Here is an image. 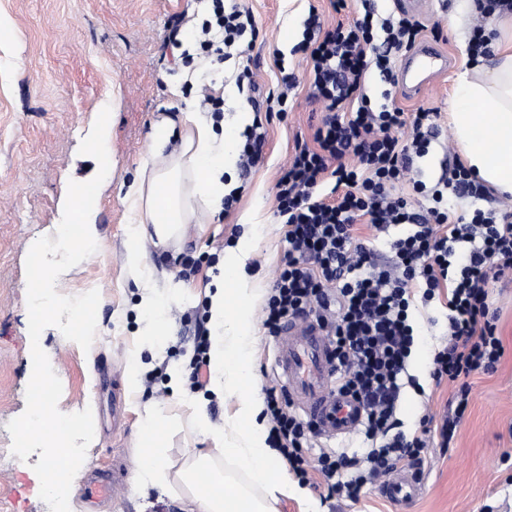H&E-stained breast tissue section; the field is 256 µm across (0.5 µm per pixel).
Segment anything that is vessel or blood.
Returning a JSON list of instances; mask_svg holds the SVG:
<instances>
[{
	"label": "vessel or blood",
	"mask_w": 512,
	"mask_h": 512,
	"mask_svg": "<svg viewBox=\"0 0 512 512\" xmlns=\"http://www.w3.org/2000/svg\"><path fill=\"white\" fill-rule=\"evenodd\" d=\"M447 57L429 44L410 50L400 67V85L408 94L421 92L427 82L445 73ZM275 367L290 403L317 426L320 436L343 440L354 434L361 422V409L351 396L334 387L336 362L328 338L318 321L305 317L288 321L278 338ZM423 475L410 470L395 473L382 487V495L406 512L422 493ZM121 484L109 473L95 471L85 488L93 506L111 498Z\"/></svg>",
	"instance_id": "vessel-or-blood-1"
}]
</instances>
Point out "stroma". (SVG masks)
<instances>
[{
  "instance_id": "1",
  "label": "stroma",
  "mask_w": 512,
  "mask_h": 512,
  "mask_svg": "<svg viewBox=\"0 0 512 512\" xmlns=\"http://www.w3.org/2000/svg\"><path fill=\"white\" fill-rule=\"evenodd\" d=\"M255 16L259 35L249 49H233L230 59L179 62L181 48H192L208 0H0V512H50L40 498L33 470L38 454L19 460L11 453L8 423L26 407L32 373L28 342L25 260L39 238L54 236L69 181L86 182L98 172L97 161L79 147L103 108H110L106 147L109 172L91 213L97 226L96 252L65 271L56 290L76 296L98 290L97 333L89 350L69 342L58 328L41 334V347L62 383L58 408L75 413L91 408L95 435L87 463L74 482L71 512H181L182 488L154 489L151 507L132 488H124L95 510H87L82 491L95 467L123 459L134 467L139 453L138 410L154 401L177 423L168 435L167 454L183 465L192 448L212 445L213 432L232 414V399L203 389L173 392L172 369L188 366L194 351L195 318L206 301L215 266L224 249L245 225L259 227V236L245 260L258 290L254 300L253 382L258 390L276 385L273 374L277 340L265 325V304L288 249L286 226L276 211L275 184L297 143L311 142L323 107L309 96L308 65L292 48L310 13L324 28L349 23L363 10L361 0L335 11L331 0H240ZM460 0H435L421 18L423 42L446 52L448 71L427 90L407 96L398 84L369 73L366 90L373 104L406 112H437V129L429 153L417 161L419 177L435 183L448 165L462 156L448 123L451 94L469 63V33L490 27V19L469 10L463 30H452L449 18ZM250 68L255 91L240 90L224 102V130L235 133V115L252 113L262 122V159L250 170L236 168L241 188L238 201L207 224H189L182 241L165 249L148 248L147 261L156 275L155 288L165 300L156 314L169 330L159 346L146 345L141 334L146 320L137 307L139 292L124 260L125 234L133 214L124 201L147 152L152 124L189 107L205 112L204 97L220 85H233ZM295 83L284 88L283 73ZM288 94L285 115L256 112L255 103L268 95ZM185 290L177 298L168 291ZM504 354L494 372L472 376L469 408L449 450L431 446L426 453L423 493L409 512H512V470L500 462L512 451V276L499 279L492 294ZM417 344L408 370L423 393L405 388L399 416L405 430L421 418L441 420L456 386L434 384L429 377L431 353L446 341L448 312L443 300L418 304L413 315ZM140 352L144 368L139 390L123 394L112 383L123 380L129 354ZM208 403L211 427L198 429L192 418L195 399ZM277 512H396L378 484L368 485L360 502L326 500L320 490L280 497Z\"/></svg>"
}]
</instances>
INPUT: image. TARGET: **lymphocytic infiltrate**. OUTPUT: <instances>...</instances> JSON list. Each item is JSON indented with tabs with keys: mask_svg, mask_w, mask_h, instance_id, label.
Instances as JSON below:
<instances>
[{
	"mask_svg": "<svg viewBox=\"0 0 512 512\" xmlns=\"http://www.w3.org/2000/svg\"><path fill=\"white\" fill-rule=\"evenodd\" d=\"M424 30L415 19L377 17L374 10L346 25L323 29L317 14L304 24L296 51L309 62L310 95L325 115L312 144H298L275 184L288 250L265 307V326L279 336L288 318L307 314L328 329L336 359V388L363 407V456L333 448L311 453L315 428L289 410L284 391L269 388V442L287 458L301 484L322 476L327 498L359 501L367 483L421 466L431 440L450 447L469 407L468 378L493 372L504 354L491 285L512 272V218L476 211L463 222L448 209L449 195L483 199L489 189L454 165L434 185L416 179V162L431 145L434 112L376 108L365 91L369 69L393 74V55L411 49ZM204 52L226 59L227 48L256 35L257 23L238 4L212 0L201 25ZM407 127L410 140L396 137ZM407 183L427 202L413 210L396 191ZM391 233L393 259L373 261L355 235L357 222ZM445 295L448 337L432 357L431 377L457 387L452 415L423 418L408 432L397 416L416 342L415 301Z\"/></svg>",
	"mask_w": 512,
	"mask_h": 512,
	"instance_id": "obj_1",
	"label": "lymphocytic infiltrate"
}]
</instances>
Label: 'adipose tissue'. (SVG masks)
Listing matches in <instances>:
<instances>
[{
    "instance_id": "ef3b65f1",
    "label": "adipose tissue",
    "mask_w": 512,
    "mask_h": 512,
    "mask_svg": "<svg viewBox=\"0 0 512 512\" xmlns=\"http://www.w3.org/2000/svg\"><path fill=\"white\" fill-rule=\"evenodd\" d=\"M491 40L492 64H477L459 78L450 112V124L461 146L465 165L478 180L501 194L512 195V24H501ZM179 150H171L173 139ZM236 143L217 135L200 113L183 111L153 124L148 156L140 178L126 191L135 222L125 240L124 259L145 287L142 312L153 313L162 303L150 288L154 275L146 264V243L164 245L191 223L197 209L218 215L224 199L237 187L234 179ZM254 243L245 230L226 247L223 260L207 292L210 338L209 371L214 392L234 397L233 413L224 421L209 448H194L188 462L172 470L166 455L171 426L155 405L143 408L141 454L131 477L140 496L176 477L184 489L183 512H274L271 500L287 494L288 474L278 449L270 447L265 431L263 403L253 394L251 356L254 344L255 290L245 271V259ZM225 467H217L216 459ZM261 487L266 499L256 497Z\"/></svg>"
}]
</instances>
